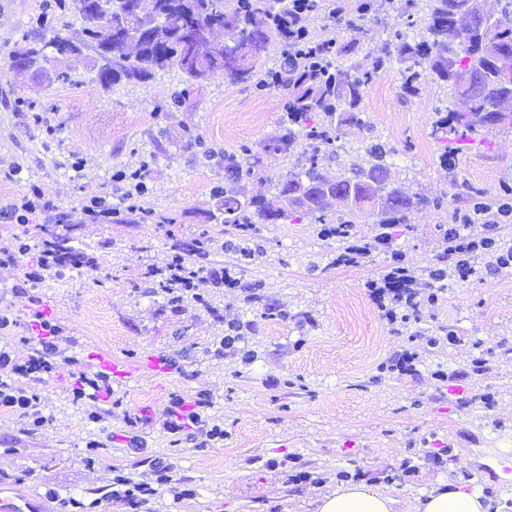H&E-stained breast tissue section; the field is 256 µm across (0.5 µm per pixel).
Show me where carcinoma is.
<instances>
[{"label": "carcinoma", "instance_id": "cac0c4a2", "mask_svg": "<svg viewBox=\"0 0 512 512\" xmlns=\"http://www.w3.org/2000/svg\"><path fill=\"white\" fill-rule=\"evenodd\" d=\"M72 5L84 20L81 32L66 34V0L47 3L45 9H54L53 36L33 40L13 60H22L26 68L40 74L48 60L47 45L65 42L82 58L81 64L95 71L94 80L105 89L121 81L146 82L156 72L174 68L187 76V86L175 93L180 100L194 86L218 75L234 84L268 86L279 93L285 119L264 148L296 157L300 171L281 175L273 198H246L237 185L254 174V155L248 147L239 155L224 154L218 211L235 239L231 246L244 263L252 257L248 243L256 225L275 224L300 213L341 244L336 263L353 264L359 255L349 252L347 243L355 224L373 218L380 235L386 237L387 229L404 222L408 209L427 202L424 196L406 195L394 185L387 151L380 144L355 157L348 171L334 179L325 177L318 167L319 159L337 154L343 128L366 125L361 110L365 89L394 64L402 66L406 93L417 92L419 69L426 66L453 87L466 107L469 120L464 123L456 110L437 113L435 133L464 138L512 124V112L495 109L503 88L490 78L503 69L512 72V0H504L503 20L495 25L488 24L479 0H358L352 11L360 17L392 12L406 20L409 28L421 13L424 31L411 38L397 29L375 52L356 39L332 40L331 53L311 59L303 50L324 40L309 30V21L321 17L336 22V13L343 7L335 0H120L114 10L104 4L91 10L86 0H72ZM457 8L470 16V26L462 30L455 27L451 13ZM218 31L224 33V40L205 36ZM90 32L112 36L111 63L83 56L84 35ZM271 41L282 43L286 53L279 69L262 71L257 63ZM338 198L348 205L333 217L330 209Z\"/></svg>", "mask_w": 512, "mask_h": 512}]
</instances>
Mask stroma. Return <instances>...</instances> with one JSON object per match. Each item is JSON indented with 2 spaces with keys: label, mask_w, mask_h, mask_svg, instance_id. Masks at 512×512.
Wrapping results in <instances>:
<instances>
[{
  "label": "stroma",
  "mask_w": 512,
  "mask_h": 512,
  "mask_svg": "<svg viewBox=\"0 0 512 512\" xmlns=\"http://www.w3.org/2000/svg\"><path fill=\"white\" fill-rule=\"evenodd\" d=\"M41 12L42 0H0V207L36 184L49 209L35 223L68 225L73 246L98 255L101 267L67 271L34 291L53 305L60 329L59 365L34 388L49 423L23 435L18 415L0 409V484L22 495L72 497L85 512H127L105 494L114 470L137 480L164 461L174 480L144 512H315L317 499L355 473L409 505L448 482L512 512V274L477 252L463 275L446 279L437 301L423 304L419 320L405 324L389 322L367 292L396 265L427 277L452 233L512 245V216L489 226L455 219L472 208L470 187L486 202L512 204V125L444 162L433 123L437 111L454 108L453 89L425 68L408 96L398 68L378 74L362 102L366 126L344 129L338 155L321 159L320 170L336 177L379 143L392 150L397 185L424 194L428 205L407 210L383 240L374 224L356 225L352 238L368 251L352 265L336 264L338 243L309 218L263 224L244 266L211 218L213 191L224 181L225 153L247 146L260 172L242 179L246 196L275 194L292 167L262 147L283 119L277 92L216 77L174 105L170 94L186 80L178 70L104 89L61 58L48 64L54 79L16 77L10 57ZM397 23L382 13L347 27L318 18L310 28L373 48ZM62 71L70 80L59 79ZM191 134L199 144L188 145ZM126 169L141 171L144 204L170 223L136 224L125 215L88 223L82 207L91 196L122 204L131 186L112 175ZM199 245L235 283H201L204 303L172 309L149 270ZM274 306L286 318L265 317ZM230 322L245 340L221 354ZM444 328L455 341L432 346ZM406 351L415 355L410 374L392 368ZM153 353L172 362L170 374L139 371L133 382H113L104 403L74 400L75 375L96 371L95 355L137 367ZM200 393L213 402L207 416L224 426L223 440L205 448L163 427L172 395L191 402ZM103 410V424L89 422ZM137 415L149 419L138 431L126 422ZM102 430L112 446L95 456L87 443ZM137 433L147 445L127 454Z\"/></svg>",
  "instance_id": "stroma-1"
}]
</instances>
